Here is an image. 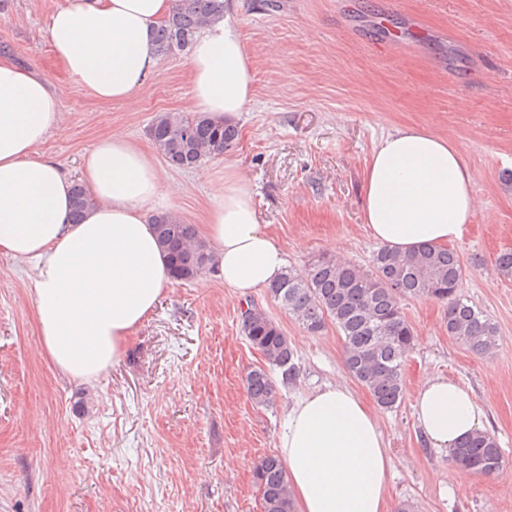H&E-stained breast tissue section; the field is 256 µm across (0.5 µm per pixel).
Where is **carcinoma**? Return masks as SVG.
<instances>
[{
    "label": "carcinoma",
    "instance_id": "cac0c4a2",
    "mask_svg": "<svg viewBox=\"0 0 512 512\" xmlns=\"http://www.w3.org/2000/svg\"><path fill=\"white\" fill-rule=\"evenodd\" d=\"M224 17V0H179L176 11L154 31L156 53L166 55L192 47L201 25ZM238 127L226 118L204 112H163L155 116L149 136L155 149L173 167L194 168L221 155L238 138ZM152 225L165 252L172 277L190 281L213 267L215 255L193 225L169 214L155 215ZM372 269L322 256L305 269H288L267 293L309 333L331 322L343 337L345 365L354 379L384 410L404 398L403 365L412 349L414 332L402 311L407 297H426L448 304V335L468 350L485 355L495 346L496 328L479 308L459 294L463 267L459 255L442 246H423L401 252L379 248ZM242 333L267 361L270 370H251L246 377L249 399L257 407L274 400L277 370L284 385L299 376L296 352L288 336L262 309L250 306L241 313ZM503 454L489 433L465 440L452 453L453 462L478 475L490 476L501 466ZM254 477L262 495L263 512H290L284 467L275 456L259 463Z\"/></svg>",
    "mask_w": 512,
    "mask_h": 512
}]
</instances>
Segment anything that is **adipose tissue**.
Instances as JSON below:
<instances>
[{"label":"adipose tissue","instance_id":"adipose-tissue-1","mask_svg":"<svg viewBox=\"0 0 512 512\" xmlns=\"http://www.w3.org/2000/svg\"><path fill=\"white\" fill-rule=\"evenodd\" d=\"M176 0H65L45 35L66 74L104 100L133 97L157 66L155 28ZM253 74L230 17L204 25L193 46L195 107L219 118L243 112ZM62 121L57 95L34 67L0 53V254L35 264L33 299L41 347L62 375L88 381L116 363L171 283L151 225L163 173L124 136L100 138L78 178L37 155ZM472 177L450 140L418 128L383 137L365 169V222L383 245L409 251L459 240L473 214ZM93 200L73 220V188ZM203 236L225 287H269L286 260L260 224L251 190L228 170L214 187ZM429 450L447 456L486 429L473 391L428 378L414 404ZM278 453L297 512H387L392 458L377 416L346 383L294 396Z\"/></svg>","mask_w":512,"mask_h":512}]
</instances>
